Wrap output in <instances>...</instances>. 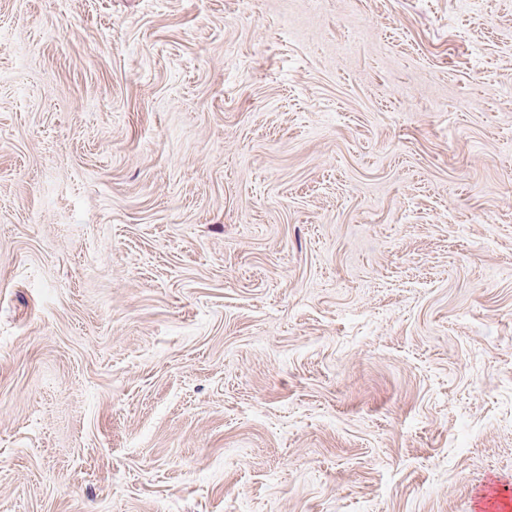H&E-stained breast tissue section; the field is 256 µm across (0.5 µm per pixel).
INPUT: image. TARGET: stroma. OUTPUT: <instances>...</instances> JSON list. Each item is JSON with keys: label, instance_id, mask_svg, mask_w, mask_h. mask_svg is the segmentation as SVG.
I'll return each mask as SVG.
<instances>
[{"label": "stroma", "instance_id": "35a3bbf8", "mask_svg": "<svg viewBox=\"0 0 512 512\" xmlns=\"http://www.w3.org/2000/svg\"><path fill=\"white\" fill-rule=\"evenodd\" d=\"M0 33V512L512 479V0H0Z\"/></svg>", "mask_w": 512, "mask_h": 512}]
</instances>
